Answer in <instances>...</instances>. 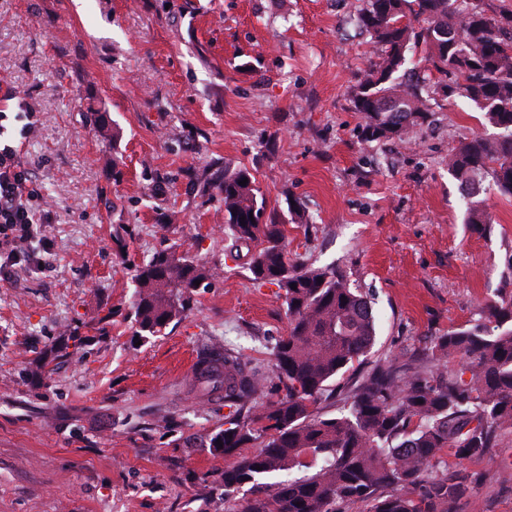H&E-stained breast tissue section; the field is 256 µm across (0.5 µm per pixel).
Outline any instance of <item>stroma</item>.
<instances>
[{
    "label": "stroma",
    "instance_id": "35a3bbf8",
    "mask_svg": "<svg viewBox=\"0 0 512 512\" xmlns=\"http://www.w3.org/2000/svg\"><path fill=\"white\" fill-rule=\"evenodd\" d=\"M363 6L0 0V113L44 219L32 261L0 282V512H224L212 491L224 456L203 445L224 401L192 389L191 360L234 350L264 371L262 403L288 329L276 287L231 258L224 205L202 190L225 166L255 176L290 257L336 267L371 298L363 368L425 362L433 337L512 295V198L485 191L491 223H466L446 165L497 129L437 94L414 144L365 141L351 98L374 58L352 25ZM93 110L106 127L86 122ZM292 200L312 223H297ZM171 244L219 275L141 343L129 264ZM73 330L80 353L32 377ZM462 467L480 484L456 512H512V433Z\"/></svg>",
    "mask_w": 512,
    "mask_h": 512
}]
</instances>
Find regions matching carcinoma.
I'll return each mask as SVG.
<instances>
[{"instance_id": "carcinoma-1", "label": "carcinoma", "mask_w": 512, "mask_h": 512, "mask_svg": "<svg viewBox=\"0 0 512 512\" xmlns=\"http://www.w3.org/2000/svg\"><path fill=\"white\" fill-rule=\"evenodd\" d=\"M355 27L381 48L353 89L366 141L400 140L426 120V86L405 79L409 53L419 47L428 70L441 76L442 93L469 101L500 130L494 140L476 136L448 155V172L473 199L467 223H492L474 197L487 185L512 197V8L490 16L484 0H365ZM213 184L224 203V232L258 245L248 269L255 282L278 288L288 317L287 334L272 347L278 395L260 409L253 401L266 381L261 370L230 349L212 348L196 362L192 386L224 394L228 408L224 428L205 444L228 460L218 481L224 501L244 487L249 494L232 512H336V504L357 501L369 502V512H455L477 481L449 470L443 453L460 462L480 458L512 432V295L488 302L483 322L431 340L437 371L377 364L341 396L337 378L375 342L369 297L334 267L288 257L285 225L266 215L247 169L226 168ZM210 277L174 245L133 265L126 318L134 334L144 341L162 335L194 309ZM75 354L60 342L38 369ZM455 357L465 364L447 366ZM333 396L341 397L338 414L314 412ZM260 438V452H243Z\"/></svg>"}]
</instances>
